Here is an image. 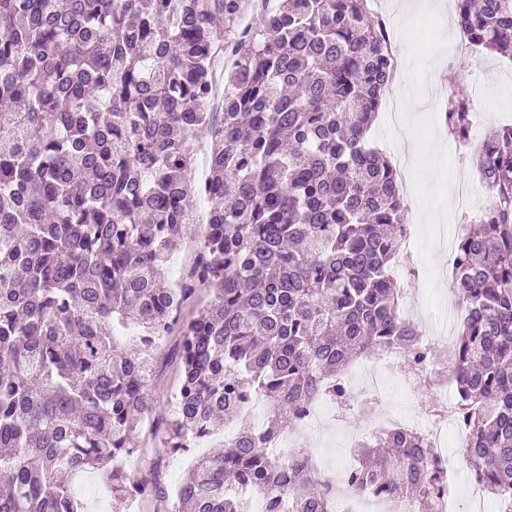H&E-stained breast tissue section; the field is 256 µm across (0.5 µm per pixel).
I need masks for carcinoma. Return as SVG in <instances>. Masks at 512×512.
Here are the masks:
<instances>
[{
	"instance_id": "carcinoma-1",
	"label": "carcinoma",
	"mask_w": 512,
	"mask_h": 512,
	"mask_svg": "<svg viewBox=\"0 0 512 512\" xmlns=\"http://www.w3.org/2000/svg\"><path fill=\"white\" fill-rule=\"evenodd\" d=\"M465 44L512 58V0H457ZM0 0V512H83L62 472L98 471L121 500L122 459L154 410L148 354L181 325L180 385L164 446L200 458L171 512H336L352 492L436 512L440 465L399 424L354 450L326 493L306 448L264 444L303 407L335 398L360 358L395 348L420 370L418 328L391 278L409 227L390 161L366 142L394 64L367 0ZM220 122L206 107L220 55ZM473 112L448 102L465 139ZM211 137L197 181L195 141ZM474 167L490 204L452 251L462 319L454 384L476 483L512 509V125L490 128ZM206 200V223L186 209ZM194 231L178 286L171 247ZM211 298L192 318L197 290ZM139 331L133 349L118 338ZM267 403L255 429L244 396Z\"/></svg>"
}]
</instances>
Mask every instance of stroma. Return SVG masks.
Returning a JSON list of instances; mask_svg holds the SVG:
<instances>
[{"instance_id":"1","label":"stroma","mask_w":512,"mask_h":512,"mask_svg":"<svg viewBox=\"0 0 512 512\" xmlns=\"http://www.w3.org/2000/svg\"><path fill=\"white\" fill-rule=\"evenodd\" d=\"M382 18L388 23L395 65L401 73L402 126L389 124L386 111H379L368 140L387 158H394L404 143L417 146L418 160L412 168L413 192L406 196L409 222L418 245V255L428 268L451 270V253L437 251L432 243L438 229L455 230L467 220L463 210L448 206V188L458 178L474 173L472 149L456 148L444 125L449 100L466 94L474 110L486 113L488 125L512 124V59L495 53L476 56L464 48V40L448 19V0H424L423 8L411 11L406 0H383ZM177 335L157 341L150 353L156 362L152 396L155 402L150 423L136 435L139 455L129 457L125 471L130 483L158 482L175 488L198 457L218 447L219 438L201 443L185 453H171L161 440V431L174 412L172 395L179 383L175 350ZM435 397L434 390L418 389L404 396L392 388L384 409L360 401L344 410L337 426L327 429L313 459L318 467L336 468L348 458L352 437L360 435L382 412L401 417L408 411L424 413Z\"/></svg>"}]
</instances>
